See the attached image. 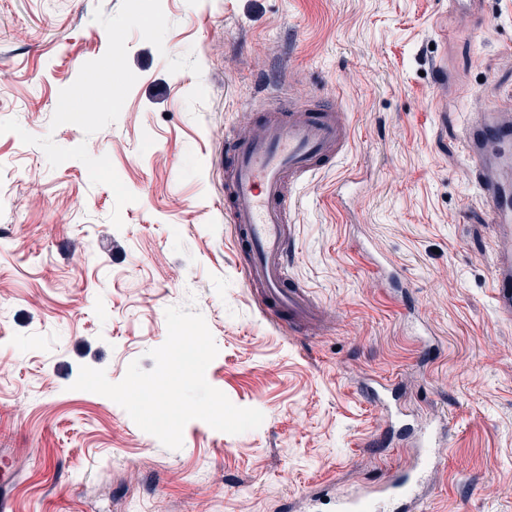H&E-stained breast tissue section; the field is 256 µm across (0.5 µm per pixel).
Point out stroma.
<instances>
[{"label": "stroma", "mask_w": 512, "mask_h": 512, "mask_svg": "<svg viewBox=\"0 0 512 512\" xmlns=\"http://www.w3.org/2000/svg\"><path fill=\"white\" fill-rule=\"evenodd\" d=\"M121 0H0V120L108 155L137 197L85 165L50 167L0 134V492L12 512H309L415 466L416 437L363 394L399 381L413 425L448 422V453L416 512H512V316L495 304L494 227L465 158L472 103L512 114V0L480 18L448 0H162L163 49L128 38L137 81L116 122L51 128L59 92L100 58L95 9ZM192 54L201 76L170 73ZM203 84L206 101L186 97ZM339 107L352 144L295 192L291 279L331 318L291 335L245 287L210 159L263 103ZM358 167L355 180L345 174ZM402 282L377 280L370 258ZM203 315L210 385L260 410L240 434L187 423L171 450L111 399L77 391L81 366L120 382L167 336L165 310Z\"/></svg>", "instance_id": "stroma-1"}]
</instances>
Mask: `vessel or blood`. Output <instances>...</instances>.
I'll return each mask as SVG.
<instances>
[{"label":"vessel or blood","instance_id":"b4317fda","mask_svg":"<svg viewBox=\"0 0 512 512\" xmlns=\"http://www.w3.org/2000/svg\"><path fill=\"white\" fill-rule=\"evenodd\" d=\"M262 123L236 136L232 159L216 154L211 165L224 172V200L235 239L243 256L244 282L261 293L276 310L287 313L291 331L317 325L323 315L312 291L288 280L291 239L287 227L293 221L292 196L297 187L344 154L350 128L342 112L307 103L287 107L266 105ZM512 127V116L489 113L480 117L470 134L468 154L471 176L495 222L497 244L493 257V281L502 313L512 314V204L484 169L483 144L502 129ZM398 392L396 384L371 381L366 393L371 403L388 408ZM426 450L419 468L337 498L336 512H388L390 505L415 499L421 470L445 456L443 443L425 432Z\"/></svg>","mask_w":512,"mask_h":512}]
</instances>
